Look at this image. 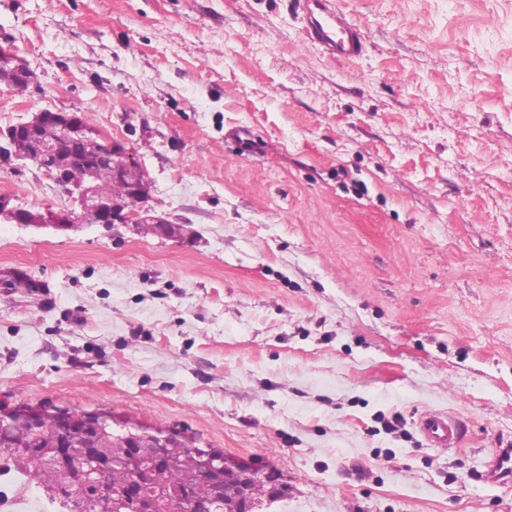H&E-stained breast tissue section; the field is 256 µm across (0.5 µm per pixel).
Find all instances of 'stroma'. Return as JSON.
<instances>
[{
    "mask_svg": "<svg viewBox=\"0 0 512 512\" xmlns=\"http://www.w3.org/2000/svg\"><path fill=\"white\" fill-rule=\"evenodd\" d=\"M331 2L347 63L295 0H0L40 81L0 128L84 108L185 227L0 223L46 285L0 292V406L184 432L279 473L259 512H512V0ZM1 191L67 204L32 163ZM296 8L304 16L311 44L332 60L343 63L362 55L365 41L360 29L329 0H298ZM418 427L427 441L439 448L455 447L460 439L456 420L441 412L423 414L418 420ZM485 477L493 483H512V448H499L486 464Z\"/></svg>",
    "mask_w": 512,
    "mask_h": 512,
    "instance_id": "35a3bbf8",
    "label": "stroma"
}]
</instances>
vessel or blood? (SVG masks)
I'll list each match as a JSON object with an SVG mask.
<instances>
[{
    "label": "vessel or blood",
    "mask_w": 512,
    "mask_h": 512,
    "mask_svg": "<svg viewBox=\"0 0 512 512\" xmlns=\"http://www.w3.org/2000/svg\"><path fill=\"white\" fill-rule=\"evenodd\" d=\"M306 21L307 37L332 60L343 63L362 55L364 37L347 15L330 0H297ZM422 435L439 448L455 447L460 439L456 420L441 412H428L418 420ZM485 477L493 483H512V448L497 449L486 464Z\"/></svg>",
    "instance_id": "vessel-or-blood-1"
}]
</instances>
